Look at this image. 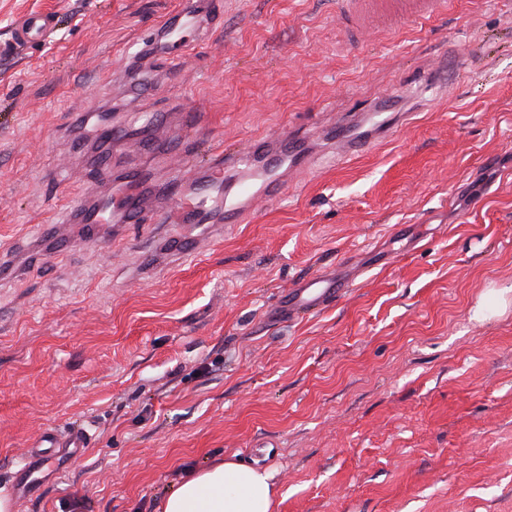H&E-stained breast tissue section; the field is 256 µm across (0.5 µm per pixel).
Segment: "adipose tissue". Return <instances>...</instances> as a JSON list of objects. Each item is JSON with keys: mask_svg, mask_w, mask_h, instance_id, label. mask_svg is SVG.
Returning a JSON list of instances; mask_svg holds the SVG:
<instances>
[{"mask_svg": "<svg viewBox=\"0 0 512 512\" xmlns=\"http://www.w3.org/2000/svg\"><path fill=\"white\" fill-rule=\"evenodd\" d=\"M266 472L223 462L188 474L162 501L161 512H270Z\"/></svg>", "mask_w": 512, "mask_h": 512, "instance_id": "obj_1", "label": "adipose tissue"}]
</instances>
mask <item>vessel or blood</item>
<instances>
[{"label": "vessel or blood", "mask_w": 512, "mask_h": 512, "mask_svg": "<svg viewBox=\"0 0 512 512\" xmlns=\"http://www.w3.org/2000/svg\"><path fill=\"white\" fill-rule=\"evenodd\" d=\"M341 19L354 23L357 32H370L374 28L394 23L416 22L429 18L445 9L447 0H342ZM198 13L185 8L175 25L163 31V38L171 39L180 47L186 46L197 28ZM57 30V21L49 14H30L20 18L14 26L17 45L30 47L48 40ZM348 131L336 138L343 156L360 153L372 141L382 139L392 126L406 125L410 115L406 112L387 114L381 111L345 113L339 118ZM200 129L193 114H186L179 145L170 156L174 170L189 179L188 188L178 189L173 201L156 208L146 207L139 190L115 196L111 185H103L95 196L98 207L89 217L90 223L102 224L107 212L121 214L134 224H195L202 217L215 215L220 224H246L253 219L260 200L283 195L289 178L301 174L308 158L299 143L295 129H284L275 135L254 139L243 149L214 144L204 167H197L193 149ZM235 172L234 193L214 197L226 174ZM184 248H173L166 241L148 246L144 250L147 267H173L187 256ZM364 266L342 259L336 265L317 271L284 289L267 306L265 315L275 324L286 323L298 317L317 313L334 305L348 294L357 278L364 275ZM90 437L78 430L49 431L27 442L23 450V466L15 474L16 492H30L35 475L43 459L52 452H81L88 447Z\"/></svg>", "instance_id": "1"}]
</instances>
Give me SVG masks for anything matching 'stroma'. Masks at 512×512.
<instances>
[{
    "label": "stroma",
    "mask_w": 512,
    "mask_h": 512,
    "mask_svg": "<svg viewBox=\"0 0 512 512\" xmlns=\"http://www.w3.org/2000/svg\"><path fill=\"white\" fill-rule=\"evenodd\" d=\"M341 0H198L223 22L131 69L181 0H0V497L26 441L73 426L15 512H160L192 470L270 473V512H512V0H448L415 24L353 40ZM55 39L10 50L17 19ZM147 111L207 113L244 144L376 97L425 103L370 150L314 166L252 222L143 275L67 222L129 165L166 200L173 127L101 139L130 92ZM41 224L70 248L51 265ZM395 258L325 312L271 325L283 288L355 254ZM501 304L479 312L489 291Z\"/></svg>",
    "instance_id": "35a3bbf8"
}]
</instances>
